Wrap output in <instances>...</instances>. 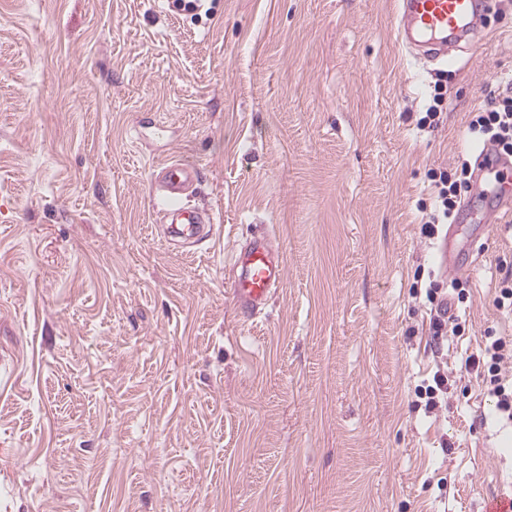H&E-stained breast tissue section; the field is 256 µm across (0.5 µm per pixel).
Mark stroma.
Wrapping results in <instances>:
<instances>
[{"instance_id": "1", "label": "stroma", "mask_w": 512, "mask_h": 512, "mask_svg": "<svg viewBox=\"0 0 512 512\" xmlns=\"http://www.w3.org/2000/svg\"><path fill=\"white\" fill-rule=\"evenodd\" d=\"M205 7L0 0V512H482L512 425L464 360L512 340V212L457 222L481 248L453 275L420 209L512 79V0L415 68L396 0ZM171 161L216 223L188 248ZM262 234L285 279L249 317L231 257ZM456 280L438 342L426 292ZM198 180V168L192 164L172 162L159 167V195L165 203L161 212L170 224L167 229L173 240L194 243L200 237L201 224H210L209 231L214 226L213 219L208 213L184 204L185 193Z\"/></svg>"}]
</instances>
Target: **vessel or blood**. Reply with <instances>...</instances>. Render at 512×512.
<instances>
[{"mask_svg": "<svg viewBox=\"0 0 512 512\" xmlns=\"http://www.w3.org/2000/svg\"><path fill=\"white\" fill-rule=\"evenodd\" d=\"M486 0H398L396 10L397 39L408 53L410 64L425 61H448L451 52L461 44L477 46L478 31L473 20ZM512 170V161L489 154L475 177L476 183L494 180L495 192L502 204L512 203V182L502 180ZM198 181V169L186 162H172L159 169L157 182L165 206L172 239L196 242L203 225L211 216L195 207L186 206L184 196ZM460 248L454 235L445 236L437 250L448 272L459 271ZM235 276L232 294L242 313L253 315L281 285L285 276L284 262L269 236L249 242L233 256Z\"/></svg>", "mask_w": 512, "mask_h": 512, "instance_id": "vessel-or-blood-1", "label": "vessel or blood"}]
</instances>
